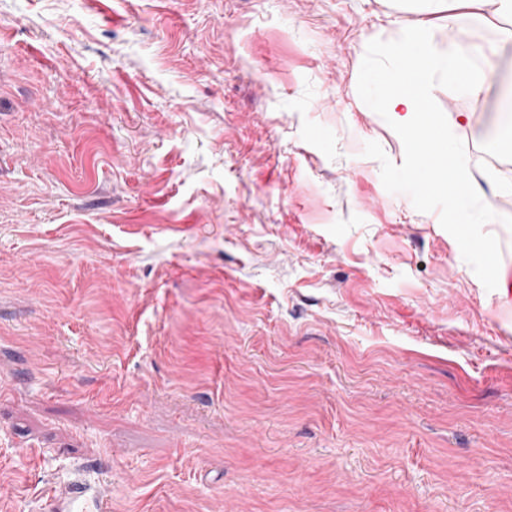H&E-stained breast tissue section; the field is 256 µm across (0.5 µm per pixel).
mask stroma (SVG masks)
<instances>
[{
	"label": "stroma",
	"instance_id": "stroma-1",
	"mask_svg": "<svg viewBox=\"0 0 512 512\" xmlns=\"http://www.w3.org/2000/svg\"><path fill=\"white\" fill-rule=\"evenodd\" d=\"M512 216V16L441 0H0V512H512V297L386 191L371 40ZM86 490L82 487H72L62 493L46 499L42 508L45 512H108L107 498L95 495L93 497L94 511H87L83 506L82 495Z\"/></svg>",
	"mask_w": 512,
	"mask_h": 512
}]
</instances>
